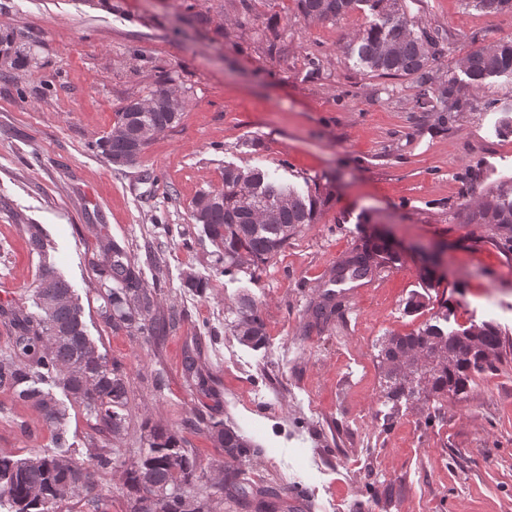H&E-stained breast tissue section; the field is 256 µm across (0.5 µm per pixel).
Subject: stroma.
Returning <instances> with one entry per match:
<instances>
[{"instance_id":"obj_1","label":"stroma","mask_w":512,"mask_h":512,"mask_svg":"<svg viewBox=\"0 0 512 512\" xmlns=\"http://www.w3.org/2000/svg\"><path fill=\"white\" fill-rule=\"evenodd\" d=\"M404 4L447 31L444 74L512 37V15L465 0ZM371 19L362 4L336 22L306 20L297 0H0V36L13 39L0 50V306L29 304L43 267L69 282L97 353L125 374L123 461L160 425L220 480L232 461L208 436L217 422L257 444V485L306 492L295 512H512V250L466 221L476 199L512 189V77L440 124L411 79L357 65L348 45ZM161 83L184 102L179 122L135 165H113L95 142ZM228 167L301 192L332 186L314 223L253 277L221 273L191 217ZM28 224L45 254L31 250ZM375 229L406 247L401 263L353 282L333 319L312 325L307 309L337 260ZM107 241L135 257L161 311L180 313L159 342L103 317L95 269ZM417 246L440 251L437 282ZM244 294L265 322L258 347L232 334ZM444 306L449 327L488 321L505 333L493 369L462 395L385 402L382 342ZM39 387L67 408L65 443L0 391V454L94 459L105 440L82 408L52 382Z\"/></svg>"}]
</instances>
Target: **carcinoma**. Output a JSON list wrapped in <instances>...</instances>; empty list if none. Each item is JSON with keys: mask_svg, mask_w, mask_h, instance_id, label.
Returning <instances> with one entry per match:
<instances>
[{"mask_svg": "<svg viewBox=\"0 0 512 512\" xmlns=\"http://www.w3.org/2000/svg\"><path fill=\"white\" fill-rule=\"evenodd\" d=\"M306 20L335 21L353 10L362 0H297ZM374 20L349 44L360 65L376 77H415L419 87L417 103L422 109L439 113L448 122V112L460 103L461 87L479 91L492 78L512 76V38L498 41L493 48H478L466 55L460 71L466 81L437 75L436 63L444 53L447 34L407 16L402 0H369ZM489 13H512V0H469ZM180 113L166 107L145 112L121 109L112 131L98 144L108 158L125 155L130 135L143 127L162 130L173 126ZM327 201L320 188L303 195L265 179L259 170L224 169V186L198 196L192 217L203 225L218 260L226 272L251 276L270 262L301 229L315 221L320 205ZM471 224H485L512 242V190L480 202L469 216ZM103 261L98 266L100 287L104 288L103 314L114 323H123L148 341L161 336L172 311H158L157 291L146 286L135 270L129 252L114 243L102 246ZM399 260L380 239L363 237L350 254L336 263L334 284L367 278ZM335 294L313 310L316 322H327L335 312ZM232 330L246 344L265 341V322L255 301L239 298ZM14 336L9 350L0 356V389L8 390L35 408L46 426H57L66 418V408L50 393L28 385L33 378L51 380L93 420L95 430L105 440H121L128 435L130 420L121 413L128 404V391L116 368H110L97 354L85 332L82 308L70 284L52 269L38 276L32 307L16 305L0 309ZM478 331L481 351L470 354L460 335ZM500 330L490 324L470 325L446 332L437 324H427L408 336H394L382 344L379 363L385 370L386 398L418 399L466 392L471 376L491 365L500 353ZM210 437L225 454L241 463L254 453L252 444L238 433L214 424ZM147 447L137 461L124 469L123 495L128 512H212L209 487L229 505L252 500L266 512H279V494L259 487L244 469L225 472L224 479L207 485L205 469L197 455L182 446V440L168 429L154 426L146 436ZM119 463L116 453L106 450L86 463L66 457L36 454L25 459L0 456V502L6 500L11 512H56L74 500L87 501L95 512H108L112 491L99 485L98 470Z\"/></svg>", "mask_w": 512, "mask_h": 512, "instance_id": "carcinoma-1", "label": "carcinoma"}]
</instances>
